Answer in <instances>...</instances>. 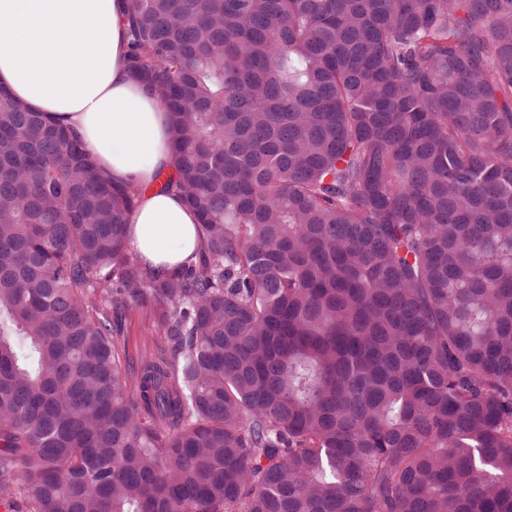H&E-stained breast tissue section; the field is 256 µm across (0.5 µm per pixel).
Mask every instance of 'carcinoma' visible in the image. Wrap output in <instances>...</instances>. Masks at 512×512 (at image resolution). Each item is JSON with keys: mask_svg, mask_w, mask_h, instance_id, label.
I'll use <instances>...</instances> for the list:
<instances>
[{"mask_svg": "<svg viewBox=\"0 0 512 512\" xmlns=\"http://www.w3.org/2000/svg\"><path fill=\"white\" fill-rule=\"evenodd\" d=\"M123 9L203 247L151 275L143 188L0 89V501L512 512V0ZM123 359L139 365L158 352L159 335L153 313L146 308L132 305L122 320Z\"/></svg>", "mask_w": 512, "mask_h": 512, "instance_id": "1", "label": "carcinoma"}]
</instances>
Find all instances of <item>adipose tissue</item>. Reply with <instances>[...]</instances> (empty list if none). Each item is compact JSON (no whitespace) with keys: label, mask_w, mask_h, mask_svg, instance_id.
I'll return each mask as SVG.
<instances>
[{"label":"adipose tissue","mask_w":512,"mask_h":512,"mask_svg":"<svg viewBox=\"0 0 512 512\" xmlns=\"http://www.w3.org/2000/svg\"><path fill=\"white\" fill-rule=\"evenodd\" d=\"M128 28L119 0H0V85L76 133L114 183L144 187L128 241L162 276L196 260L198 217L161 187L173 170L172 129L127 71Z\"/></svg>","instance_id":"ef3b65f1"}]
</instances>
